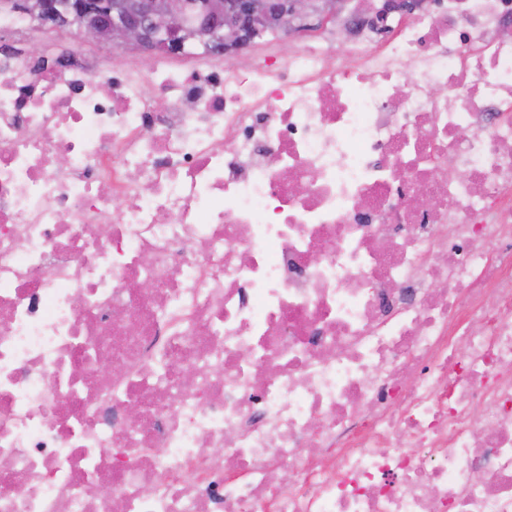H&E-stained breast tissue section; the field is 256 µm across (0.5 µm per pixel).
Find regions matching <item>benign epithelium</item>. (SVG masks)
<instances>
[{
  "mask_svg": "<svg viewBox=\"0 0 512 512\" xmlns=\"http://www.w3.org/2000/svg\"><path fill=\"white\" fill-rule=\"evenodd\" d=\"M344 0H0V13H37L49 27L76 31L81 41H117L140 50L147 67L163 50H178L180 33L224 46V62L267 30L291 28L311 16L337 15Z\"/></svg>",
  "mask_w": 512,
  "mask_h": 512,
  "instance_id": "7a95c632",
  "label": "benign epithelium"
}]
</instances>
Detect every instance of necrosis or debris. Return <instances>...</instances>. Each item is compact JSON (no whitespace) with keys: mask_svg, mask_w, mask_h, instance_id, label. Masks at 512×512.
<instances>
[{"mask_svg":"<svg viewBox=\"0 0 512 512\" xmlns=\"http://www.w3.org/2000/svg\"><path fill=\"white\" fill-rule=\"evenodd\" d=\"M386 3L0 48V512H512V0Z\"/></svg>","mask_w":512,"mask_h":512,"instance_id":"1","label":"necrosis or debris"}]
</instances>
